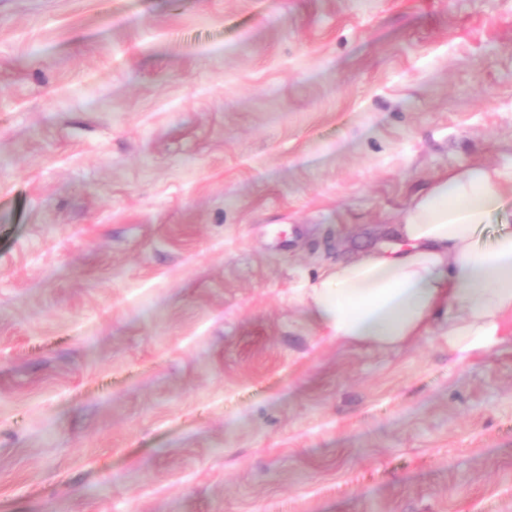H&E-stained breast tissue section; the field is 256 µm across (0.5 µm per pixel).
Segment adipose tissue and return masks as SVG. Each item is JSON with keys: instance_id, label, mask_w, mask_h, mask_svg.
Here are the masks:
<instances>
[{"instance_id": "adipose-tissue-1", "label": "adipose tissue", "mask_w": 512, "mask_h": 512, "mask_svg": "<svg viewBox=\"0 0 512 512\" xmlns=\"http://www.w3.org/2000/svg\"><path fill=\"white\" fill-rule=\"evenodd\" d=\"M512 197V175L472 163L434 177L392 227L399 244L327 268L303 303L330 340L392 349L422 336L447 308L444 334L459 357L496 341L512 315V228L480 233Z\"/></svg>"}]
</instances>
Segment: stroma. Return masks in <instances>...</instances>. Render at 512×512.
Returning <instances> with one entry per match:
<instances>
[{
    "label": "stroma",
    "instance_id": "35a3bbf8",
    "mask_svg": "<svg viewBox=\"0 0 512 512\" xmlns=\"http://www.w3.org/2000/svg\"><path fill=\"white\" fill-rule=\"evenodd\" d=\"M469 162L512 0H0V512H512V315L301 302Z\"/></svg>",
    "mask_w": 512,
    "mask_h": 512
}]
</instances>
